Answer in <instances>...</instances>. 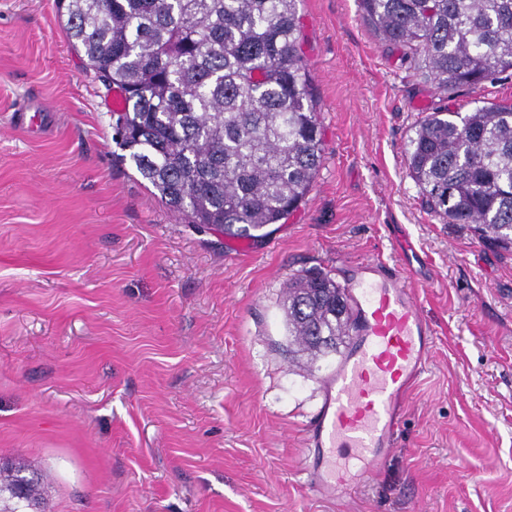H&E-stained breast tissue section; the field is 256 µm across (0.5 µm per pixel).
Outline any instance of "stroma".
Returning <instances> with one entry per match:
<instances>
[{
	"label": "stroma",
	"mask_w": 512,
	"mask_h": 512,
	"mask_svg": "<svg viewBox=\"0 0 512 512\" xmlns=\"http://www.w3.org/2000/svg\"><path fill=\"white\" fill-rule=\"evenodd\" d=\"M300 14L325 158L240 252L118 163L111 93L56 0H0V459L41 470L46 512H512V255L431 214L406 161L421 113L512 102V77L450 95L357 0ZM34 105L29 133L11 116ZM406 245L433 362L376 476L325 498L303 451L340 359L288 356V283Z\"/></svg>",
	"instance_id": "35a3bbf8"
}]
</instances>
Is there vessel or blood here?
<instances>
[{
    "label": "vessel or blood",
    "instance_id": "vessel-or-blood-1",
    "mask_svg": "<svg viewBox=\"0 0 512 512\" xmlns=\"http://www.w3.org/2000/svg\"><path fill=\"white\" fill-rule=\"evenodd\" d=\"M346 270L356 324L335 373L324 379V401L306 439L305 471L323 496L346 491L357 481L353 468L369 473L393 452L408 395L435 347L406 270L378 260Z\"/></svg>",
    "mask_w": 512,
    "mask_h": 512
}]
</instances>
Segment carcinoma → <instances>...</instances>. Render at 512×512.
I'll list each match as a JSON object with an SVG mask.
<instances>
[{"instance_id":"carcinoma-1","label":"carcinoma","mask_w":512,"mask_h":512,"mask_svg":"<svg viewBox=\"0 0 512 512\" xmlns=\"http://www.w3.org/2000/svg\"><path fill=\"white\" fill-rule=\"evenodd\" d=\"M362 19L445 93L512 71V0H358ZM72 47L123 91L115 127L167 209L201 230L264 239L310 192L325 141L299 54L300 0H59ZM407 166L431 213L512 253V103L426 112ZM288 335L315 361L355 322L345 288L288 284ZM41 503L40 477L0 468V512Z\"/></svg>"}]
</instances>
